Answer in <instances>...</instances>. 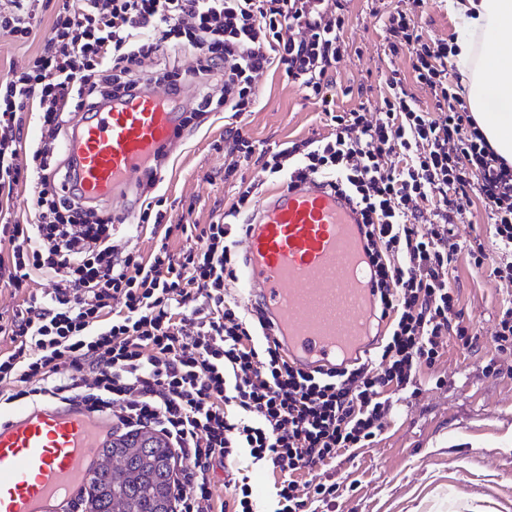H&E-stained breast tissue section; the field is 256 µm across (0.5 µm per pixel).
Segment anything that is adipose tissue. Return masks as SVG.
<instances>
[{"label":"adipose tissue","instance_id":"adipose-tissue-1","mask_svg":"<svg viewBox=\"0 0 512 512\" xmlns=\"http://www.w3.org/2000/svg\"><path fill=\"white\" fill-rule=\"evenodd\" d=\"M460 21L457 64L492 149L512 164V0H448Z\"/></svg>","mask_w":512,"mask_h":512}]
</instances>
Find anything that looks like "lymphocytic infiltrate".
I'll list each match as a JSON object with an SVG mask.
<instances>
[{
	"label": "lymphocytic infiltrate",
	"instance_id": "obj_1",
	"mask_svg": "<svg viewBox=\"0 0 512 512\" xmlns=\"http://www.w3.org/2000/svg\"><path fill=\"white\" fill-rule=\"evenodd\" d=\"M56 20L28 70L0 77V195L28 193L33 224L0 225V282L26 287L56 274L50 300L31 299L0 320V383L7 402L48 397L110 416L127 431L149 428L177 454L175 512H216L215 465L248 456L276 473L273 512H310L334 497L332 484L298 493V479L371 444L384 428L394 393L438 362L447 336L463 348L477 337L461 320L448 268L460 247L448 227L472 199L489 210L496 259L467 245L470 265L512 283V164L491 148L442 65L444 42L423 40L419 20L430 0L390 15L386 38L407 48L427 112L390 79L384 106L367 116L339 112L329 71L344 56L340 0H61ZM38 0L0 5V38L24 41L37 26ZM171 50L191 67L157 71L155 82L179 98L191 78L209 86L191 116H241L257 101L260 77L281 64L289 80L319 99L332 133L266 151L264 169L290 185L318 179L348 194L367 227L386 340L343 370L307 374L289 365L257 310L226 298L235 280L239 238L247 230L255 185L215 222L176 224L146 204L139 227L164 230L150 255L119 252L113 217L63 194L56 140L70 112H90L144 86L145 60ZM36 103L41 140L22 160L18 112ZM183 235L192 246L175 250Z\"/></svg>",
	"mask_w": 512,
	"mask_h": 512
}]
</instances>
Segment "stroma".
<instances>
[{
  "label": "stroma",
  "mask_w": 512,
  "mask_h": 512,
  "mask_svg": "<svg viewBox=\"0 0 512 512\" xmlns=\"http://www.w3.org/2000/svg\"><path fill=\"white\" fill-rule=\"evenodd\" d=\"M407 6V0H348L345 59L332 72L337 110H379L395 71L414 104L433 111L430 92L414 80L409 52L393 55L387 46V17ZM57 11L56 0L40 8L28 41L0 40V73L25 66L40 51ZM420 25L425 40L452 45L458 38L448 0H435ZM233 125L258 152L331 131L320 102L289 81L283 68L271 67L252 112L237 119L210 113L201 124H189L175 143L155 189L173 218L208 224L235 202L236 182L224 177L231 158L214 149ZM453 231L456 241L476 237L496 254L490 215L480 200H473ZM449 278L463 318L478 336L477 348L467 351L449 339L434 369L418 374L416 392L399 393L374 443L307 474L310 483L338 487L335 498L316 503V512H512V353L499 352L493 342L512 285L476 273L463 253Z\"/></svg>",
  "instance_id": "obj_1"
}]
</instances>
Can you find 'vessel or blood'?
<instances>
[{"label": "vessel or blood", "instance_id": "vessel-or-blood-1", "mask_svg": "<svg viewBox=\"0 0 512 512\" xmlns=\"http://www.w3.org/2000/svg\"><path fill=\"white\" fill-rule=\"evenodd\" d=\"M181 125L149 91L88 112L64 141L73 188L89 205L124 204L133 181L167 155ZM238 291L261 306L288 361L307 373L341 370L370 355L377 290L354 203L307 180L265 196L249 217ZM112 419L48 399L0 420V512H68L112 437Z\"/></svg>", "mask_w": 512, "mask_h": 512}]
</instances>
